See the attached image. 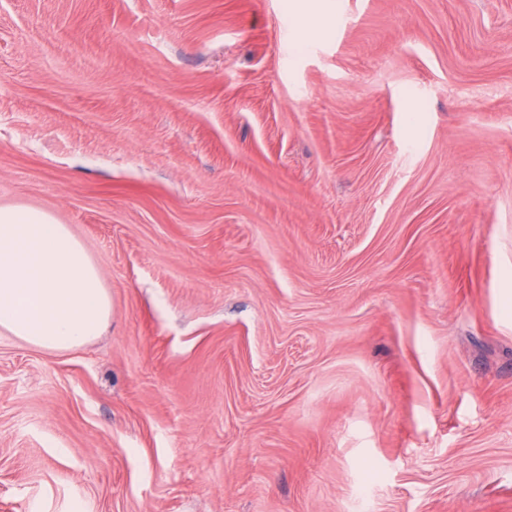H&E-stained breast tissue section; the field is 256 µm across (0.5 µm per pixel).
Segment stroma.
I'll return each instance as SVG.
<instances>
[{"label": "stroma", "mask_w": 512, "mask_h": 512, "mask_svg": "<svg viewBox=\"0 0 512 512\" xmlns=\"http://www.w3.org/2000/svg\"><path fill=\"white\" fill-rule=\"evenodd\" d=\"M5 205L0 512H512V0H0Z\"/></svg>", "instance_id": "stroma-1"}]
</instances>
